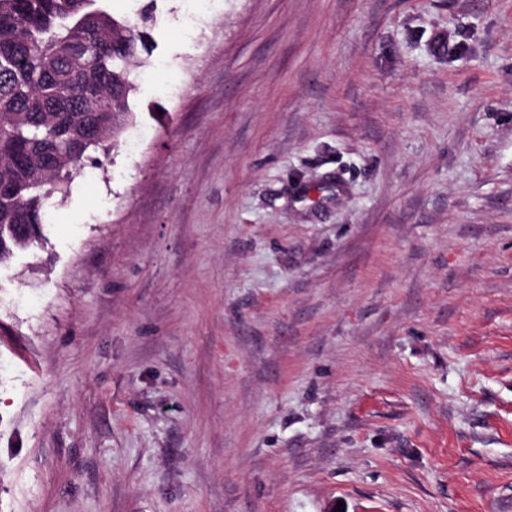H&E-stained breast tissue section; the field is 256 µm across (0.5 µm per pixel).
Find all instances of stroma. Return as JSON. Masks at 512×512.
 <instances>
[{
  "label": "stroma",
  "instance_id": "1",
  "mask_svg": "<svg viewBox=\"0 0 512 512\" xmlns=\"http://www.w3.org/2000/svg\"><path fill=\"white\" fill-rule=\"evenodd\" d=\"M135 122L0 266V512H497L512 0H156Z\"/></svg>",
  "mask_w": 512,
  "mask_h": 512
}]
</instances>
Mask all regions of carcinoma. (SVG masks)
<instances>
[{"mask_svg":"<svg viewBox=\"0 0 512 512\" xmlns=\"http://www.w3.org/2000/svg\"><path fill=\"white\" fill-rule=\"evenodd\" d=\"M96 2L0 0V265L42 244L48 201L134 119L129 64L151 53L153 4L132 22Z\"/></svg>","mask_w":512,"mask_h":512,"instance_id":"1","label":"carcinoma"}]
</instances>
